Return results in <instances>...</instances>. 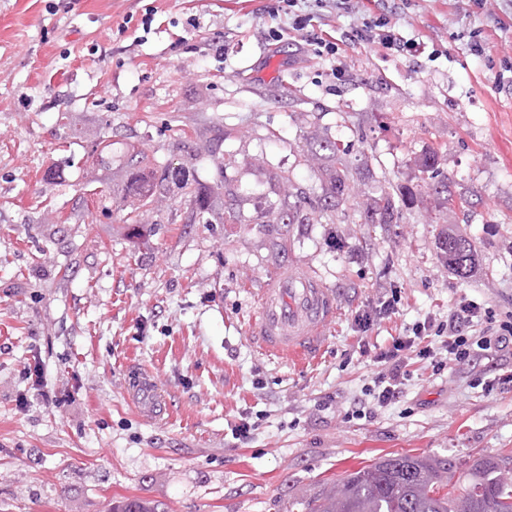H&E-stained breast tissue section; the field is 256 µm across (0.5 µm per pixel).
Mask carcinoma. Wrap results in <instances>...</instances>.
<instances>
[{
	"instance_id": "cac0c4a2",
	"label": "carcinoma",
	"mask_w": 512,
	"mask_h": 512,
	"mask_svg": "<svg viewBox=\"0 0 512 512\" xmlns=\"http://www.w3.org/2000/svg\"><path fill=\"white\" fill-rule=\"evenodd\" d=\"M326 162L328 182L324 192L310 201L302 192H293L292 179L283 172L275 176L280 196L279 221L282 224H307L309 213L318 219H328L331 213L345 204L350 183L358 171L349 158V149L337 140H327L321 146ZM125 165L135 171V188L128 193L131 211L148 205L166 189L168 183L185 184L196 217L204 222L214 219L226 224L238 223V212L233 206L237 192L224 187V211L213 209L208 192L186 181L184 167H155L148 155L135 149L127 150ZM430 173L429 190L452 199L448 183L437 179L431 160L424 161ZM366 224H396L401 211L396 206L393 193L380 189L370 210L361 215ZM441 250L448 267L465 279L474 267V248L469 239L459 235H445ZM461 468L454 457L424 458L408 454H394L379 459L355 472L349 473L331 485L326 493L314 500L309 512H512V480L502 477L501 468L493 458H481L468 469V481L450 483L451 476ZM112 512H158V507L144 499H135L112 507Z\"/></svg>"
}]
</instances>
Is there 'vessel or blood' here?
Segmentation results:
<instances>
[{"label": "vessel or blood", "instance_id": "vessel-or-blood-1", "mask_svg": "<svg viewBox=\"0 0 512 512\" xmlns=\"http://www.w3.org/2000/svg\"><path fill=\"white\" fill-rule=\"evenodd\" d=\"M336 311L334 290L305 266L292 264L264 288L253 341L262 352L276 356L314 348ZM129 401L137 411L156 418L169 409L166 396L145 370L135 373Z\"/></svg>", "mask_w": 512, "mask_h": 512}]
</instances>
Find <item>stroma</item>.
<instances>
[{"label":"stroma","mask_w":512,"mask_h":512,"mask_svg":"<svg viewBox=\"0 0 512 512\" xmlns=\"http://www.w3.org/2000/svg\"><path fill=\"white\" fill-rule=\"evenodd\" d=\"M278 0H0V512H305L347 473L390 454L512 464V347L437 372L410 366L403 395L348 417L387 347L467 298L512 312V88L486 52L512 42L462 0H411L400 33L435 61L360 42L333 59L271 45ZM155 8L145 24L146 8ZM342 70L336 80L334 70ZM225 134L232 167L209 142ZM338 139L362 174L328 224L276 223V173L319 197L320 145ZM185 167L237 224H202L184 190L127 219V149ZM472 205L440 208L421 165ZM386 178L397 224H364ZM472 239L462 279L440 251L446 226ZM305 265L338 303L314 354L262 353L259 296ZM399 291L396 314L374 312ZM39 365L41 387L25 376ZM151 370L170 407L129 404L128 373ZM66 396L64 405L51 395ZM256 429L232 435L240 417Z\"/></svg>","instance_id":"stroma-1"}]
</instances>
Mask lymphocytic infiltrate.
Here are the masks:
<instances>
[{
  "label": "lymphocytic infiltrate",
  "mask_w": 512,
  "mask_h": 512,
  "mask_svg": "<svg viewBox=\"0 0 512 512\" xmlns=\"http://www.w3.org/2000/svg\"><path fill=\"white\" fill-rule=\"evenodd\" d=\"M301 0H281V9L288 17L287 29L273 28L268 32L271 41L278 42L285 32L297 34V44L321 56H335L339 42L328 32L313 25L312 13L301 10ZM410 0H382L375 11L363 14L355 36L360 41H372L401 53H412L416 42L404 40L398 33L395 16L408 7ZM512 346V316L496 321L491 308L464 299L448 313L445 321L425 320L393 337L388 347L371 351L368 342H359L360 355L370 357L380 370L373 384L365 390L377 407L394 403L403 391L409 375L410 360L429 363L434 370H444L447 363L471 360L477 353L491 347Z\"/></svg>",
  "instance_id": "f902f5d3"
}]
</instances>
